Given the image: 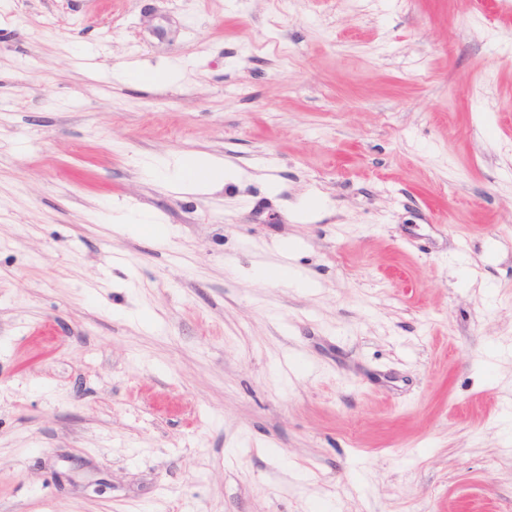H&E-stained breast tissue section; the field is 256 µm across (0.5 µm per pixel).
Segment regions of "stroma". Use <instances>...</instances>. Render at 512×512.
Segmentation results:
<instances>
[{"label": "stroma", "instance_id": "stroma-1", "mask_svg": "<svg viewBox=\"0 0 512 512\" xmlns=\"http://www.w3.org/2000/svg\"><path fill=\"white\" fill-rule=\"evenodd\" d=\"M0 512H512V0H0ZM233 175V169L226 167L224 162L207 157L183 160L177 165L174 177L193 187L211 189Z\"/></svg>", "mask_w": 512, "mask_h": 512}]
</instances>
